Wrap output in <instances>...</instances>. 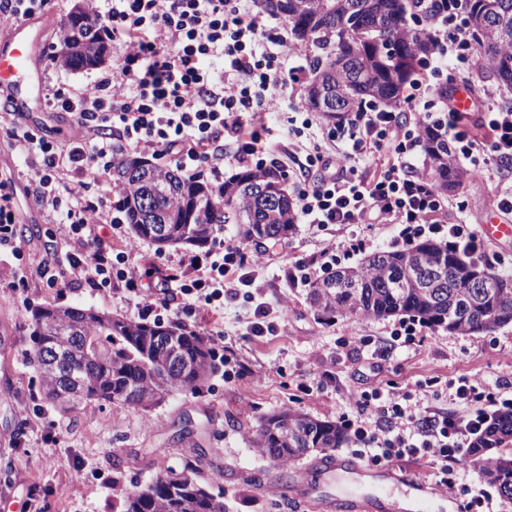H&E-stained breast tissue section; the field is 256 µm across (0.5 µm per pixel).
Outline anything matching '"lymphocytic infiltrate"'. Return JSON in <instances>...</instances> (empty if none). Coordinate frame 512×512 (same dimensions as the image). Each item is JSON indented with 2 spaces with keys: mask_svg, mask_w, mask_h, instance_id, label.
Wrapping results in <instances>:
<instances>
[{
  "mask_svg": "<svg viewBox=\"0 0 512 512\" xmlns=\"http://www.w3.org/2000/svg\"><path fill=\"white\" fill-rule=\"evenodd\" d=\"M110 2L106 13L95 14L90 21L100 35L124 45L119 66L83 90L67 94L51 88L44 96L48 108L75 118L72 139L48 140L14 113L0 114V128L15 148L31 157L38 209L61 217L63 236L71 247L70 265L88 287L119 284L139 295L141 318L161 323L180 315L167 301L171 287L213 313L223 308L225 296L252 286L244 269L264 265L265 252L228 242L203 257L184 254L156 292L142 293L137 244L116 250L99 232L105 224L121 230L123 216L66 196L61 178L66 175L80 183L107 179L113 163L127 150L169 157L183 171L201 160H214L218 182L228 166L251 165L258 171L277 167L280 159L268 156L257 129L267 114L284 110L300 116L302 128L323 126L327 139L337 144L332 151L317 144L307 148L295 223L392 224L402 244L429 233L463 253L481 254L482 236L471 225L449 217L448 200L435 187L428 167L414 163L421 132L428 125L444 134L454 152L472 165L489 168L512 162V108L501 106V90L487 89L481 101L492 133L487 145L471 139L458 124L457 110L434 94L447 71L462 77L478 61L465 16L447 8V0H438L441 9L425 29L434 48L424 63L426 77L415 80L405 98L409 111L416 114L409 124L400 123L396 113L370 106L328 123L299 92L303 68L282 66L287 38L272 35L266 19L241 8V0ZM215 56L224 60L219 81L205 67ZM224 139L235 149L216 156V146ZM382 152L386 164L373 179H364L362 164ZM347 398L355 414L341 417L340 424L362 445L368 462L423 458L432 463L437 486L465 499L468 506L490 501L489 492L461 483L458 471L493 409L512 406V397L466 378L454 391L455 400L465 406L459 415L435 414L420 400L411 407L402 405V394L390 381L368 391H349Z\"/></svg>",
  "mask_w": 512,
  "mask_h": 512,
  "instance_id": "1",
  "label": "lymphocytic infiltrate"
}]
</instances>
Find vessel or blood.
Returning a JSON list of instances; mask_svg holds the SVG:
<instances>
[{"label": "vessel or blood", "instance_id": "vessel-or-blood-1", "mask_svg": "<svg viewBox=\"0 0 512 512\" xmlns=\"http://www.w3.org/2000/svg\"><path fill=\"white\" fill-rule=\"evenodd\" d=\"M33 88L29 36L26 24L13 27L7 39L0 41V90L6 91L12 101V109L24 112L29 92ZM359 466L346 459H331L325 462L315 490L339 482L341 478L358 474ZM373 482L368 490L349 494L337 493L327 498L332 512H375L385 495L394 486L404 485V498L413 507V512H464L462 503L451 495H444L435 484L412 475L398 474L389 465L371 467Z\"/></svg>", "mask_w": 512, "mask_h": 512}]
</instances>
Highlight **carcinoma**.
Here are the masks:
<instances>
[{"label":"carcinoma","instance_id":"cac0c4a2","mask_svg":"<svg viewBox=\"0 0 512 512\" xmlns=\"http://www.w3.org/2000/svg\"><path fill=\"white\" fill-rule=\"evenodd\" d=\"M486 78L512 84V0H459ZM264 13L284 18L293 42L316 49L309 61L305 100L331 122L366 103L399 110L402 90L422 73L432 45L408 0H256ZM60 60L67 68L104 62L107 42L87 13L63 23ZM423 150L434 185L460 189L468 172L448 141L423 131ZM125 188L122 209L135 234L157 251L199 246L224 224L238 226L248 243L283 240L296 230L295 202L285 174L244 167L219 191L200 177L184 178L158 163L123 155L112 167ZM481 273L484 288L470 286ZM319 312L352 318L407 316L420 324L461 335L512 324V274L493 271L453 247L426 239L404 249L370 254L353 266L329 270L310 284ZM36 359L48 393L63 403L110 402L144 410L164 396L193 391L213 370L204 339L178 324L114 318L92 309L43 307L32 314ZM345 439L333 421L293 411L265 419L254 430L260 453L284 468L310 453L336 448ZM480 479L512 501V411L498 413L468 453ZM120 512H227L224 492H210L196 468L162 472L130 494Z\"/></svg>","mask_w":512,"mask_h":512}]
</instances>
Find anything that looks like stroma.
<instances>
[{"label":"stroma","mask_w":512,"mask_h":512,"mask_svg":"<svg viewBox=\"0 0 512 512\" xmlns=\"http://www.w3.org/2000/svg\"><path fill=\"white\" fill-rule=\"evenodd\" d=\"M77 6L102 13L108 2L51 0L31 19L39 32L35 65L44 82L67 93L94 83L122 55L116 44L101 67L72 70L61 64L58 29ZM1 171L14 180L18 224L15 248L0 249V512H32V499L48 512H119L125 497L160 471L179 472L190 461L204 485L223 488L227 512H322L300 502L321 453L289 464V481H279V468L252 444L261 418L292 408L335 421L352 411L349 388L368 390L381 379L394 380L411 397L426 395L433 410L447 413L463 410L450 382L477 377L494 392L512 384V325L470 336L426 328L405 341L392 337L391 317L360 324L348 316L319 314L307 300V286L292 284L287 270L305 266L317 277L357 264L356 254L322 255V240L341 242L355 233L371 254L392 248L396 228L332 224L321 230L301 224L288 240L264 243L269 261L255 272L259 299L276 311L287 308V329L247 335L250 306L240 296L225 299L223 318L211 325L222 332L225 352L248 364L253 376L228 377L221 363L196 392L169 394L147 411L108 402L63 410L48 397L31 358L33 310L74 306L135 320L139 299L121 287L98 290L76 281L61 227L38 210L25 156L8 147L0 129ZM510 186L512 165L490 173L471 168L464 188L448 196L451 214L474 226L486 223L498 216V197ZM46 258L57 263L53 286L36 274ZM20 276L27 279L23 291L13 287ZM382 348L389 354L382 370L369 369L371 352Z\"/></svg>","instance_id":"obj_1"}]
</instances>
